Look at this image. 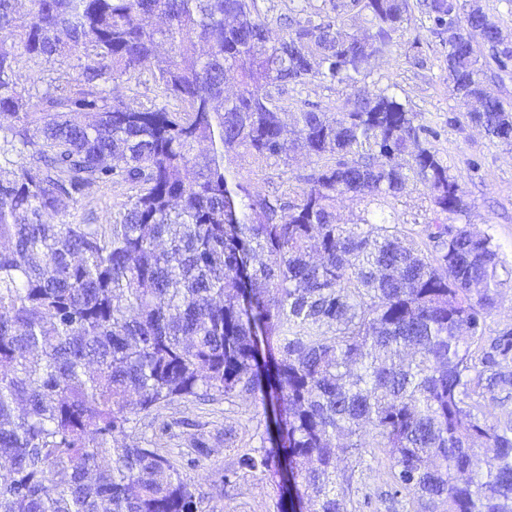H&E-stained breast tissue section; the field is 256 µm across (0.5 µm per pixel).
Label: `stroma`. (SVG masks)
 I'll return each instance as SVG.
<instances>
[{
	"mask_svg": "<svg viewBox=\"0 0 512 512\" xmlns=\"http://www.w3.org/2000/svg\"><path fill=\"white\" fill-rule=\"evenodd\" d=\"M408 19L396 34L391 53L379 56L371 72L356 87L312 78L291 84L278 97L286 116H293L304 104L315 103L329 112L337 111L353 93H379L396 85L401 100L422 116L433 137L429 145L448 166V171L464 187L470 211L460 217L449 216L452 224L473 225L489 233L503 258L512 264V145L489 140L483 131L465 117V106L448 85L447 48L429 31L430 23L417 0H408ZM318 166L316 158L298 155L287 162L269 161L256 168L248 155L233 159L231 170L241 181L253 184L269 195L287 196L300 191L301 179ZM133 186L115 184L92 188L78 203L75 215L85 224H103L110 220L134 195ZM381 210L399 220L404 234L417 237L422 224L433 218L431 193L419 182L409 183L398 196L382 202ZM167 423L169 435L160 447L181 468L188 479L208 493L216 512H279L276 480L258 473L243 474L231 490L217 480L218 471L234 467L241 455L260 450L264 444L265 417L259 400L248 397L230 407L223 400H181L156 408L137 425L140 439L151 438L155 427ZM233 431L234 441L224 439ZM205 443L208 455L188 465V457L198 443ZM352 455H342V471L354 472L355 490L346 496L348 512H359L363 494H372L370 512H389L379 493L386 485L383 465L354 471Z\"/></svg>",
	"mask_w": 512,
	"mask_h": 512,
	"instance_id": "35a3bbf8",
	"label": "stroma"
}]
</instances>
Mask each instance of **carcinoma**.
<instances>
[{
  "label": "carcinoma",
  "instance_id": "carcinoma-1",
  "mask_svg": "<svg viewBox=\"0 0 512 512\" xmlns=\"http://www.w3.org/2000/svg\"><path fill=\"white\" fill-rule=\"evenodd\" d=\"M419 5L469 122L512 142V113L483 88L512 43L459 0ZM349 8L276 32L257 0H0V512H213L162 449L126 439L157 406L248 396L270 446L225 487L289 474L287 501L348 512L349 448L359 468L384 455L394 505L512 512V326L484 329L512 268L492 236L445 223L466 191L395 93L311 105L291 130L273 96L356 83L409 4ZM144 69L158 101L133 108L114 84ZM298 150L325 163L289 201L229 177L241 152ZM411 180L431 193L426 241L374 213L336 223V197L378 205ZM114 183L137 193L109 223L74 221Z\"/></svg>",
  "mask_w": 512,
  "mask_h": 512
}]
</instances>
